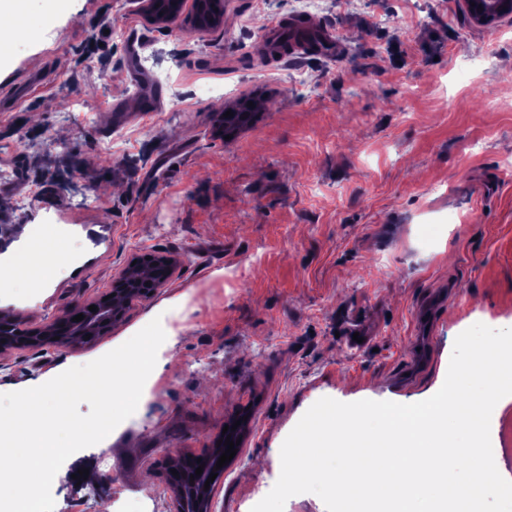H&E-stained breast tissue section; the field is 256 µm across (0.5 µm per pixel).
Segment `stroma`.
Here are the masks:
<instances>
[{"label":"stroma","mask_w":512,"mask_h":512,"mask_svg":"<svg viewBox=\"0 0 512 512\" xmlns=\"http://www.w3.org/2000/svg\"><path fill=\"white\" fill-rule=\"evenodd\" d=\"M25 17L0 50V243L54 224L80 260L42 289L11 281L0 310L34 328L135 256L183 260L91 345L0 365V393L34 387L162 320L136 412L64 462L54 512H170L159 460L208 454L242 413L212 500L240 512L318 399L426 398L462 331L512 325V16L489 31L461 0H231L218 29L159 30L134 0H26ZM277 18L332 31L334 55L268 56ZM243 97L255 116L224 139L221 106ZM152 257L157 261L155 265L161 266L164 269L165 276L160 282L154 284L155 289L151 291L147 297L153 296L160 288H164L172 280L181 264V259L179 257L165 251H160Z\"/></svg>","instance_id":"obj_1"}]
</instances>
